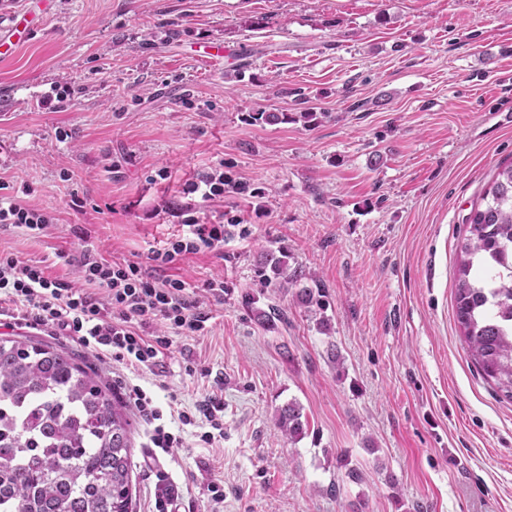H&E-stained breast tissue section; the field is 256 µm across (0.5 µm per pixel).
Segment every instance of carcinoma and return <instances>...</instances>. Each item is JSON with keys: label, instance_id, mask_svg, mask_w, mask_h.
Masks as SVG:
<instances>
[{"label": "carcinoma", "instance_id": "cac0c4a2", "mask_svg": "<svg viewBox=\"0 0 512 512\" xmlns=\"http://www.w3.org/2000/svg\"><path fill=\"white\" fill-rule=\"evenodd\" d=\"M455 317L473 364L512 402V164L499 168L466 218ZM262 285L301 276L270 251ZM323 307L321 288L295 292ZM300 407L279 412L284 436L304 434ZM130 428L110 391L72 353L0 341V512H130Z\"/></svg>", "mask_w": 512, "mask_h": 512}]
</instances>
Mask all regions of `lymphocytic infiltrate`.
Here are the masks:
<instances>
[{
    "instance_id": "lymphocytic-infiltrate-1",
    "label": "lymphocytic infiltrate",
    "mask_w": 512,
    "mask_h": 512,
    "mask_svg": "<svg viewBox=\"0 0 512 512\" xmlns=\"http://www.w3.org/2000/svg\"><path fill=\"white\" fill-rule=\"evenodd\" d=\"M52 215L0 197V230L41 234ZM185 232L171 238L164 249L151 252L150 263L163 268L180 257L224 246L223 224H204L191 216ZM79 285L52 276L44 261H18L0 254V316L54 328L74 337L97 357L131 366L153 367L169 337L149 336L142 329L150 322H165L179 336H203L208 313L192 298L186 283L176 278L153 279L142 265L115 262L86 249L76 259ZM127 402L150 423L153 447H181V436L168 431L163 412L153 397L138 384L120 382Z\"/></svg>"
}]
</instances>
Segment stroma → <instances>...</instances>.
Instances as JSON below:
<instances>
[{"mask_svg":"<svg viewBox=\"0 0 512 512\" xmlns=\"http://www.w3.org/2000/svg\"><path fill=\"white\" fill-rule=\"evenodd\" d=\"M214 45L228 57L203 62ZM511 163L512 0H52L0 60V184L55 217L0 233V252L73 281L66 256L143 265L190 215L247 230L167 269L208 334L123 369L175 413L224 401L223 439L183 426L167 453L127 410L132 512H152L161 470L175 512H211L212 482L221 512H512V402L471 362L453 299L465 219ZM218 166L239 191L185 194ZM269 250L319 280L325 309L260 286ZM29 338L111 385L112 360L71 337L0 324ZM302 414L300 407L290 402L279 412V426L284 436L288 439H297L304 434V423L301 420Z\"/></svg>","mask_w":512,"mask_h":512,"instance_id":"obj_1","label":"stroma"}]
</instances>
